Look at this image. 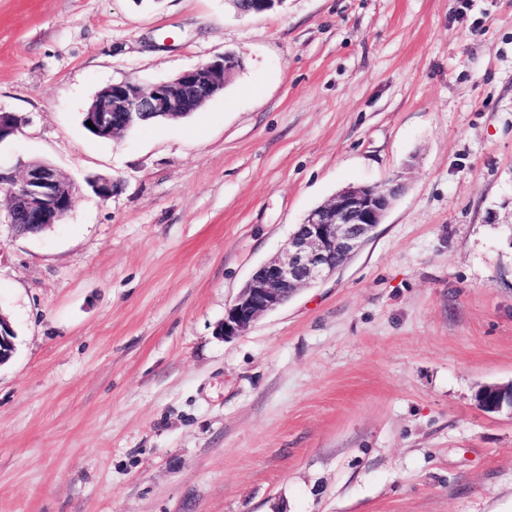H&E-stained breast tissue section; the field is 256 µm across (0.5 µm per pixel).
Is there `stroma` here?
<instances>
[{
    "mask_svg": "<svg viewBox=\"0 0 512 512\" xmlns=\"http://www.w3.org/2000/svg\"><path fill=\"white\" fill-rule=\"evenodd\" d=\"M233 54L202 111L92 137L102 87ZM0 512H512V0H0ZM118 189L101 199L89 181ZM399 181L336 274L216 326L296 224ZM0 192L8 201L6 222L13 231L36 233L62 220L72 205L74 188L53 166L37 163L17 175L0 167Z\"/></svg>",
    "mask_w": 512,
    "mask_h": 512,
    "instance_id": "1",
    "label": "stroma"
}]
</instances>
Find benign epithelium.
<instances>
[{
    "label": "benign epithelium",
    "mask_w": 512,
    "mask_h": 512,
    "mask_svg": "<svg viewBox=\"0 0 512 512\" xmlns=\"http://www.w3.org/2000/svg\"><path fill=\"white\" fill-rule=\"evenodd\" d=\"M239 67L238 59L222 55L187 69L175 78L145 86L126 78L103 87L85 112L92 132L116 138L148 112L171 120L199 111L224 90ZM22 120L0 110V143L16 135ZM398 191L350 185L330 201L312 209L296 225L286 247L261 264L224 309L217 334L232 339L247 332L266 314L286 304L302 286L336 273L357 255L382 223ZM0 192L8 201L6 222L15 232L36 233L62 220L72 205L74 188L53 166L37 163L17 175L0 168ZM487 412H498L512 401V388L489 385Z\"/></svg>",
    "instance_id": "7a95c632"
}]
</instances>
